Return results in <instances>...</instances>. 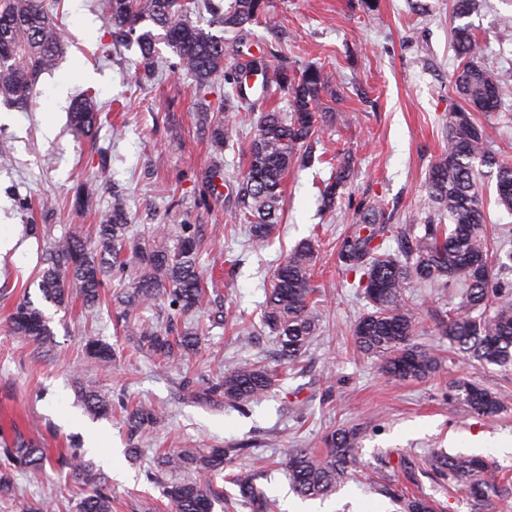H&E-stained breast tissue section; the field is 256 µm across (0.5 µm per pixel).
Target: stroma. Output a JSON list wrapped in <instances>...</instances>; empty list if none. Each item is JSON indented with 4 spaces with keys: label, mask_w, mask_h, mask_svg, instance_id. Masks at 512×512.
<instances>
[{
    "label": "stroma",
    "mask_w": 512,
    "mask_h": 512,
    "mask_svg": "<svg viewBox=\"0 0 512 512\" xmlns=\"http://www.w3.org/2000/svg\"><path fill=\"white\" fill-rule=\"evenodd\" d=\"M269 0L277 27L254 26L226 34V65L264 54L269 67L287 60L294 69L324 66L337 97L317 152L320 163L293 167L283 183L282 221L268 243L249 241L235 220L236 177L244 168L256 122L267 107L287 112L288 97L272 101L250 93L247 120L235 125L223 149L212 146L201 113L212 112L223 82L201 90L186 71L158 66L142 79L137 45H113L95 0H60L58 33L67 43L55 68L42 75L30 111L0 104V143L11 155L0 165V230L18 232L21 252L0 260V431L9 440L46 448L43 469L13 471L12 487L0 494V512H78L87 488L72 476L69 450L79 447L85 464L102 473L112 512H172L161 484L152 480L157 458L184 448L246 445L242 469L274 501V512H395L375 493L391 479L435 500L437 512H503L512 504V365L451 356L434 326L436 313L457 306L447 294L412 285V311L421 328L415 341L441 361L422 381L381 374L379 360L354 348L352 331L368 307L336 263V243L350 231L360 202L381 203L391 223L415 224L430 210L425 181L446 147V120L462 106L450 82L461 63L452 34L458 21L453 0ZM512 0H481L468 17L485 64L512 74ZM94 95L101 112L96 143L77 136L69 123L73 102ZM489 147L512 160V97L493 116H479ZM353 155L354 171L333 211L320 190L332 175L329 160ZM110 188L91 187L83 208L73 201L101 163ZM126 196L135 236L148 240L158 228L200 225L198 261L206 280V303L193 325L202 341L196 353L166 364L136 348L112 302L86 311L80 298L60 308L39 289L42 254L50 241L87 233L112 204L113 189ZM318 254L314 283L319 329L306 356L287 369L259 402L241 410L206 406L183 390L185 377L212 378L226 363L277 358L274 337L261 313L274 269L301 241ZM43 310L53 336L36 345L15 336L8 316L19 301ZM237 318L224 324L225 313ZM114 346L116 359L100 368L86 355L87 337ZM469 378L500 396L503 410L478 416L446 398L450 383ZM115 401L143 403L164 424L143 443L130 446L123 415L98 417L78 387ZM360 427L353 479L329 498L303 499L292 490L281 461L291 448L321 455L326 434ZM100 432V448L85 447V429ZM440 453L480 456L500 476L501 493L473 506L460 486L439 476L431 461ZM115 458L114 467L103 463Z\"/></svg>",
    "instance_id": "obj_1"
}]
</instances>
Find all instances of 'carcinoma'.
Instances as JSON below:
<instances>
[{"instance_id":"cac0c4a2","label":"carcinoma","mask_w":512,"mask_h":512,"mask_svg":"<svg viewBox=\"0 0 512 512\" xmlns=\"http://www.w3.org/2000/svg\"><path fill=\"white\" fill-rule=\"evenodd\" d=\"M97 5L113 42L132 41L138 46L145 71L154 69L157 45L163 43L178 59L174 68L194 76L198 88L204 90L214 79L224 77L229 90L216 107L224 118L210 127L212 141L224 145L248 100L246 72L268 71L262 55L226 69L224 34L241 33L262 23L276 25L268 0H206L212 16L206 29L188 18L199 7L197 0H97ZM52 9L49 0H0V101L8 107L32 108L42 74L65 52ZM214 27L218 32H212ZM454 42L462 63L453 73L452 84L466 107L448 113V144L428 173L426 190L433 213L422 224L398 226L385 221L380 204H364L357 224L337 247L340 269L358 276L360 295L371 307L355 325V344L361 352L380 358L385 374L401 380L428 378L440 365L436 356L414 342L418 323L407 295L414 282L442 291L460 289L458 308L441 314L437 324L439 335L454 352L486 363H512V282L500 281L488 257L481 187L485 175L494 177L496 204L512 214V162L488 148L484 130L473 117L475 112L491 116L499 111L508 82L484 66L469 25L455 28ZM330 83V74L318 66L296 73L283 65L265 79L262 92L269 94L275 87L289 96V115L275 110L261 113L246 168L238 177L235 218L248 226L256 244L265 243L281 223L283 182L290 168L314 159V144L326 111L321 96ZM96 112L93 98L80 99L70 112L71 126L85 137H94ZM351 172L352 156L343 150L336 156V175L321 191L327 210H332ZM128 231L126 200L114 190L112 209L93 226L95 243L74 234L48 247L40 281L44 298L63 307L76 288L84 308L93 309L110 281L123 278L131 268L135 273L131 286L112 296V301L124 315L127 332L136 337L137 349L161 363L194 351L199 343L197 331L182 327L181 322L201 309L205 299L197 227L181 224L172 242H167L165 233L164 241L157 244L134 242ZM387 240L395 241L397 249L383 247ZM315 262L314 246L299 245L275 270L266 295L262 324L277 336L279 358L291 364L307 352L318 329L312 281ZM159 297L168 302L161 325L139 314L145 304ZM472 311L479 316H470ZM9 320L13 332L30 342L45 344L53 336L44 313L27 301L15 306ZM88 351L102 366L114 359L113 348L98 339L88 342ZM277 381L276 370L257 361L229 364L212 379L188 380L185 390L206 403L238 407L260 400ZM449 395L479 415H493L502 408L498 396L471 381L457 382ZM162 422L160 414L148 406L127 411L126 428L132 440L150 436ZM358 438L354 429H338L328 436L323 456L306 448L289 450L282 465L294 491L308 499L336 491L351 476ZM0 446L17 469L35 470L44 459L45 449L33 445H11L3 437ZM244 452L239 446H225L162 455L166 470L186 473L180 480L162 483L174 512H212L221 491L211 477L233 466ZM70 457L75 477L91 486L80 512H111V498L86 468L80 449H71ZM436 468L448 480L463 485L476 503L497 487L495 476L480 457L441 456ZM231 479L249 512H272L271 499L257 486L254 474L240 470L231 473ZM378 492L399 506L398 512H434L433 500L408 496L396 484L383 483Z\"/></svg>"}]
</instances>
